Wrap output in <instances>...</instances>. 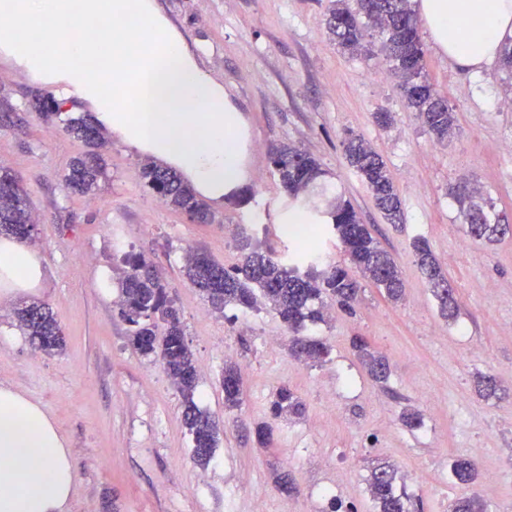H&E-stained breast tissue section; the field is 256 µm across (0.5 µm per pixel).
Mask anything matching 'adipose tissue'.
<instances>
[{"label": "adipose tissue", "instance_id": "obj_1", "mask_svg": "<svg viewBox=\"0 0 512 512\" xmlns=\"http://www.w3.org/2000/svg\"><path fill=\"white\" fill-rule=\"evenodd\" d=\"M435 48L477 70L512 39V0H416ZM84 33L72 35L75 26ZM112 54L107 72L81 61ZM159 0H0V55L43 87L70 86L94 123L138 153L177 169L212 207L245 185L248 144L240 108L198 62ZM112 83V99L99 93ZM138 98L140 111L128 101ZM38 251L0 239V283L12 291L41 277ZM75 470L57 427L23 394L0 385V512H67Z\"/></svg>", "mask_w": 512, "mask_h": 512}]
</instances>
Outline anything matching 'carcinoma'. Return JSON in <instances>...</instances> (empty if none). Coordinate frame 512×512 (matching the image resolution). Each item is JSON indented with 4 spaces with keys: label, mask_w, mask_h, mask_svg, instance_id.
<instances>
[{
    "label": "carcinoma",
    "mask_w": 512,
    "mask_h": 512,
    "mask_svg": "<svg viewBox=\"0 0 512 512\" xmlns=\"http://www.w3.org/2000/svg\"><path fill=\"white\" fill-rule=\"evenodd\" d=\"M370 27L383 40L390 72L398 81L407 106L437 143L448 142L456 129L455 113L427 77L424 45L411 0H357L355 10L348 7L347 0H330L327 33L343 50L358 52ZM39 109L45 121L59 122L70 136L91 148L71 161L64 182L72 195L94 194L104 175L99 153L106 144L103 131L83 116L65 113L52 97L43 99ZM343 151L388 223H402L401 200L385 161L362 136L352 132L343 140ZM270 161L287 193V207L313 222L316 241L307 247L294 245L292 259L285 261L271 245H252V237L244 232L239 243L241 260L236 267L227 270L205 252L190 249L185 253L183 273L217 314L224 313L228 306L256 309L262 305L273 311L288 330L291 356L315 365L325 360L329 348L305 331L327 322L325 299L349 311L359 301L362 290L361 283L345 268L324 260L319 238L325 234L335 236L350 264L390 301L397 303L403 299L405 285L393 256L381 247L351 204L336 194V186L326 180V172L315 158L295 146L282 145L270 152ZM141 179L168 206L201 224L211 221L205 204L175 170L148 157L141 165ZM477 194L476 189L467 185L454 191L469 238L494 244L511 236L512 224L507 222V216L495 211L491 203L477 202ZM37 224L24 189L14 186V177L10 175L0 178V236L27 245L37 234ZM412 248L431 285L441 317L456 320L458 301L428 241L418 237ZM122 263L124 268L117 278L118 299L121 314L131 326L130 345L139 355L160 362L182 396V421L191 439V457L197 465L205 467L218 448L220 431L209 413L195 402L199 374L185 338L180 310L149 261L127 253ZM16 321L38 350L53 354L64 348L62 330L46 304L34 302L18 309ZM352 346L374 380L388 379L389 366L383 356L370 351L358 337ZM221 386L224 408H238L243 391L235 363H225ZM476 386L479 395L486 399L500 390L498 382L490 376L479 377ZM269 411L275 420L300 418L305 413V404L289 387L282 386L277 389ZM450 470L460 484H469L477 476L476 465L469 460H454ZM367 490L375 512H423L420 499L397 491L396 471L389 466L371 471ZM450 512H484V505L475 497H460L450 505Z\"/></svg>",
    "instance_id": "1"
}]
</instances>
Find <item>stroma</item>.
Wrapping results in <instances>:
<instances>
[{
  "mask_svg": "<svg viewBox=\"0 0 512 512\" xmlns=\"http://www.w3.org/2000/svg\"><path fill=\"white\" fill-rule=\"evenodd\" d=\"M202 65L237 102L246 121L248 181L210 224L191 221L141 185L142 157L111 141L106 176L94 198L64 188L69 162L86 146L44 123L33 100L45 97L0 60V166L10 168L39 219L35 245L43 275L33 290L0 299V383L23 393L52 418L73 458L69 512H328L339 499L374 512L367 491L372 469L392 466L398 484L448 512L467 495L487 512H512V238L469 240L450 190L475 181L484 199L512 218V79L497 64L470 75L426 45V72L448 101L457 130L437 144L387 72L379 36L351 55L329 41L327 0H162ZM391 113L390 127L373 115ZM366 139L392 173L403 221L390 224L360 174L349 166L347 133ZM300 147L327 170L343 198L395 258L405 297L391 303L367 286L354 313L310 328L330 348L307 365L288 350V331L267 309L212 313L182 276L187 248H201L233 268L235 235L246 225L258 242L277 240L286 195L269 160L272 147ZM426 238L452 284L456 321L444 320L420 271L414 238ZM143 254L181 310L199 370L195 400L223 431L207 467L191 458L182 398L159 363L135 353L117 305L116 269L123 254ZM49 304L66 344L48 355L17 327L16 308ZM363 337L390 366L372 380L350 341ZM243 382L239 408H224V365ZM499 378L504 393L479 398L473 380ZM304 401L299 419L271 420L281 386ZM418 411L406 427L402 414ZM270 422L267 444L255 428ZM477 461L470 485L454 482L452 461ZM287 476L289 493L277 476Z\"/></svg>",
  "mask_w": 512,
  "mask_h": 512,
  "instance_id": "obj_1",
  "label": "stroma"
}]
</instances>
